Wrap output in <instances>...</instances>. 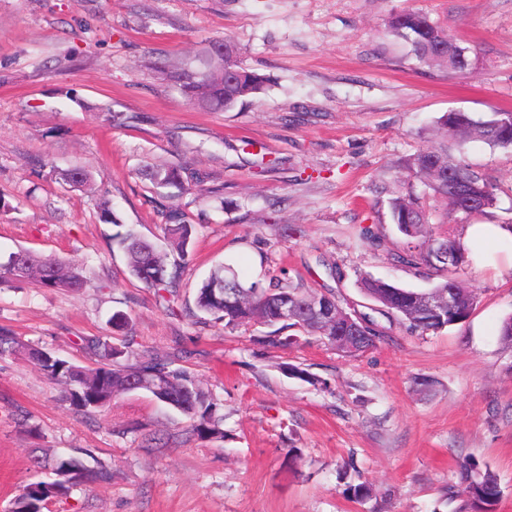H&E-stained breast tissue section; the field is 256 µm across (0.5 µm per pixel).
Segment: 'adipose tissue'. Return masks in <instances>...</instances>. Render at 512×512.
I'll list each match as a JSON object with an SVG mask.
<instances>
[{
    "instance_id": "1",
    "label": "adipose tissue",
    "mask_w": 512,
    "mask_h": 512,
    "mask_svg": "<svg viewBox=\"0 0 512 512\" xmlns=\"http://www.w3.org/2000/svg\"><path fill=\"white\" fill-rule=\"evenodd\" d=\"M476 270L495 269L498 274H512V230L499 224H470L462 236Z\"/></svg>"
}]
</instances>
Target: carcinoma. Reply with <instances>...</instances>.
Listing matches in <instances>:
<instances>
[{
    "mask_svg": "<svg viewBox=\"0 0 512 512\" xmlns=\"http://www.w3.org/2000/svg\"><path fill=\"white\" fill-rule=\"evenodd\" d=\"M386 33L410 44L414 56L427 65L446 66L462 70L469 58H457L458 45L448 29L428 14L413 9L393 14L387 22ZM225 48L224 60H212L215 49ZM161 80L176 85L196 106L210 111L229 112L238 104L256 99L264 90L266 80L237 62V48L229 38L217 40L201 53L183 61L177 70L159 68ZM437 134L423 141L405 161L409 175L419 179L447 211L478 216L486 213L496 202V185L490 176L470 164L465 156L466 146L481 141L492 147H512V112H494L488 118H476L469 112H446L437 121ZM144 172L153 184L185 190L182 170L178 167L144 165ZM61 179L80 186H92V175L84 170H66ZM392 224L406 242V247L390 252L391 259L401 265L422 269L424 274L438 278L429 291H414L397 286L369 274L360 276L362 293L377 304L379 310L394 316L411 331L420 334L438 332L462 324L476 309L479 297L476 289L459 279V271L469 260L459 240L437 238L429 231L430 212L422 198L411 192L400 193L389 201ZM164 226L168 249L180 260L188 256V247L195 234V225L186 221L178 208L169 209ZM113 243L127 257L129 275L155 291L160 300L170 302L176 273L168 264V254L152 241L140 236L132 225L114 234ZM12 252L0 261V285L15 281H32L41 288L78 292L85 285L82 270L52 255L27 252L23 273H18ZM452 295L451 305L430 308L425 303L427 293ZM197 310L226 327L261 325L270 329L265 342L275 347H288L300 336H316L336 346L341 328L336 326V311L341 305L334 294L307 288L299 282H276L267 288L243 281L230 264L215 267L201 282L196 295ZM367 323L365 344L358 352L376 346L384 336L370 315L362 314ZM117 332L113 341L100 337L87 341L99 360L94 366H83L49 351L31 349L29 357L44 372L51 384L60 388L62 398L74 409L85 414L105 410L112 398L137 389L148 393L189 421L185 440L210 441L224 438L223 417L217 414V403L185 370L172 368L165 359L153 357L130 361L135 356L134 336L129 329L128 316L116 311L109 320ZM293 330L284 336L282 331ZM21 349L14 334L0 328V358L11 356ZM145 385L135 389L132 382ZM471 512H495L501 495L497 475L489 468L481 469L471 459L458 462ZM56 478L52 481L34 479L23 488L14 502L12 512H41L46 501L69 494L71 487L83 480L107 481L111 469L105 464L95 470L86 468L80 455L58 458L52 465ZM349 496L364 502L373 497L372 486L366 482L351 484Z\"/></svg>",
    "mask_w": 512,
    "mask_h": 512,
    "instance_id": "cac0c4a2",
    "label": "carcinoma"
}]
</instances>
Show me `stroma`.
I'll use <instances>...</instances> for the list:
<instances>
[{
  "mask_svg": "<svg viewBox=\"0 0 512 512\" xmlns=\"http://www.w3.org/2000/svg\"><path fill=\"white\" fill-rule=\"evenodd\" d=\"M412 8L469 50L463 70L418 62L385 32ZM231 37L242 67L269 76L229 112L190 104L158 78ZM512 111V0H0V258L26 248L81 267L79 292L30 282L0 288V327L24 351L0 359V512L31 480L32 456L90 450L112 478L84 482L43 512H465L458 458L494 471L512 512V277L466 267L479 304L467 322L413 334L378 315L385 336L348 357L314 336L263 345L262 328L212 323L197 288L224 262L249 280L301 281L360 304L359 275L426 290L393 263L404 240L388 203L423 195L402 168L445 112ZM468 160L499 184L481 224L512 222V149L470 143ZM177 166L196 190L171 197L141 175ZM82 167L93 188L61 180ZM162 241L179 205L196 234L176 312L131 278L103 223ZM386 237L378 247L368 231ZM131 318L136 348L168 358L211 393L224 437L183 442L185 420L144 392L88 417L65 403L28 357L38 348L84 365L87 337ZM297 365L320 390L288 376ZM163 438L148 452L145 434ZM372 483L364 503L348 485Z\"/></svg>",
  "mask_w": 512,
  "mask_h": 512,
  "instance_id": "stroma-1",
  "label": "stroma"
}]
</instances>
